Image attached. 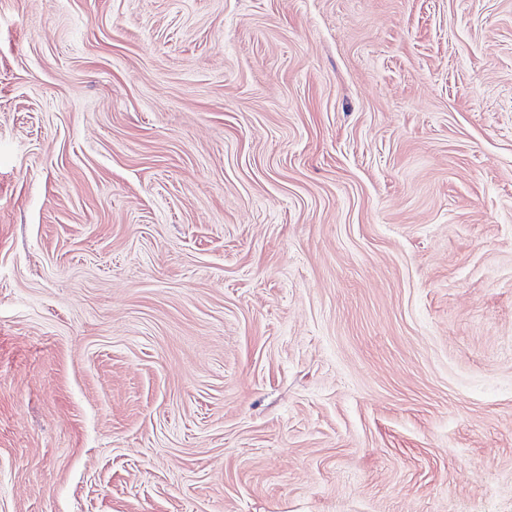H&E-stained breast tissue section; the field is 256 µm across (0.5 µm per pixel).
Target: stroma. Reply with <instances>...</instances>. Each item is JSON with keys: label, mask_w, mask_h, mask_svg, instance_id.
<instances>
[{"label": "stroma", "mask_w": 512, "mask_h": 512, "mask_svg": "<svg viewBox=\"0 0 512 512\" xmlns=\"http://www.w3.org/2000/svg\"><path fill=\"white\" fill-rule=\"evenodd\" d=\"M0 512H512V0H0Z\"/></svg>", "instance_id": "obj_1"}]
</instances>
